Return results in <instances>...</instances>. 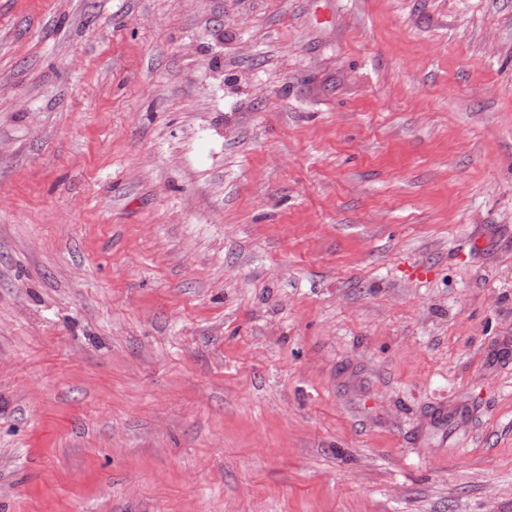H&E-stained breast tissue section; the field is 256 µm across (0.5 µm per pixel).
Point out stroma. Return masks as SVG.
<instances>
[{
  "label": "stroma",
  "mask_w": 512,
  "mask_h": 512,
  "mask_svg": "<svg viewBox=\"0 0 512 512\" xmlns=\"http://www.w3.org/2000/svg\"><path fill=\"white\" fill-rule=\"evenodd\" d=\"M0 512H512V0H0Z\"/></svg>",
  "instance_id": "stroma-1"
}]
</instances>
